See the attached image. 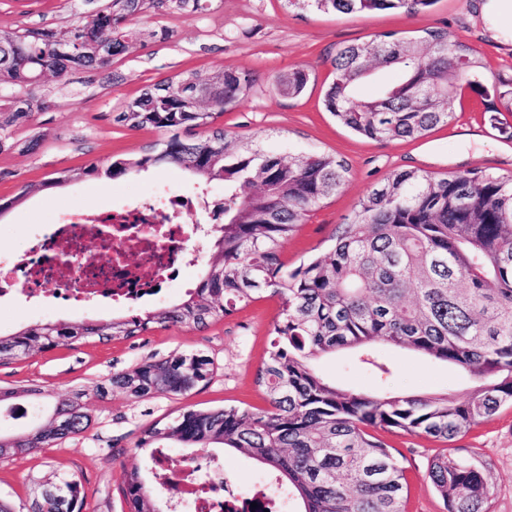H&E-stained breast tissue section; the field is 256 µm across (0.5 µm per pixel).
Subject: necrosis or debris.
<instances>
[{"instance_id": "1", "label": "necrosis or debris", "mask_w": 512, "mask_h": 512, "mask_svg": "<svg viewBox=\"0 0 512 512\" xmlns=\"http://www.w3.org/2000/svg\"><path fill=\"white\" fill-rule=\"evenodd\" d=\"M195 199H171L167 207L151 204L76 211L44 237L39 253L24 252L0 265V297L16 278H24L32 295L44 286L59 287L72 307L102 301L119 308L146 299L156 284L185 275L193 265L187 222ZM175 490L192 500L193 512H234L245 496L264 498L260 485L242 490L221 468L208 471L202 483L180 481Z\"/></svg>"}]
</instances>
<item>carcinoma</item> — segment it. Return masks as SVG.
<instances>
[{"instance_id": "1", "label": "carcinoma", "mask_w": 512, "mask_h": 512, "mask_svg": "<svg viewBox=\"0 0 512 512\" xmlns=\"http://www.w3.org/2000/svg\"><path fill=\"white\" fill-rule=\"evenodd\" d=\"M203 0H101L90 20L64 31L31 28L0 32V85L21 86L45 73L98 69L125 49L122 25L147 7L203 8ZM437 0H288L302 10L359 15L426 13ZM422 41L370 39L336 49L324 105L336 120L370 140H417L448 124L444 103L470 89L491 99L490 112H512V81L486 85L480 53L446 33ZM377 67L399 70V80L363 97L359 85ZM309 74L292 72L279 87L298 97ZM251 88L224 70L202 77L184 71L148 87L116 121L166 134L155 154L116 159L86 177L110 179L160 163L202 183L224 182V223L196 288L177 303L107 321L44 323L0 335V363L34 350L96 337L139 336L151 328L200 329L265 293L282 300L268 356L256 383L266 411L237 407L189 408L173 422L153 425L137 443L148 460L170 443L204 450L235 449L270 468L297 512H405L406 476L376 432L399 430L451 441L512 403V176L467 171L436 178L418 170L392 174L359 201L334 246L293 269L280 251L297 226L344 186L348 168L326 154L278 156L255 137L215 131L183 140L180 131L211 124ZM380 341L452 364L478 379L461 397L448 394H363L325 380L314 368L324 354L353 349L380 375L389 372L372 346ZM213 374L202 353H174L112 373L108 386L138 399L184 395ZM106 386V387H108ZM106 387L75 393L48 411L47 422L25 435L0 439V457L31 454L83 433L91 398ZM428 478L447 512H489L490 488L472 464L445 454L432 458ZM28 512H83L75 475L30 478ZM129 512L162 508L151 467L124 473Z\"/></svg>"}]
</instances>
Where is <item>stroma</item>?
I'll use <instances>...</instances> for the list:
<instances>
[{
  "label": "stroma",
  "instance_id": "obj_1",
  "mask_svg": "<svg viewBox=\"0 0 512 512\" xmlns=\"http://www.w3.org/2000/svg\"><path fill=\"white\" fill-rule=\"evenodd\" d=\"M91 10L85 0H0V31L63 30L87 19ZM127 28L151 31L155 37L130 41L104 69L77 68L61 78L45 75L21 88L0 87V94L11 100L39 105L30 118L14 122L8 139L0 142V197L13 202L0 216V258L22 250L70 211L118 201L156 202L195 191L196 182L168 164L113 180L81 175L93 164L154 153L164 132L134 130L115 117L147 86L186 70L208 75L230 69L249 73L254 80L248 96L217 116L214 127L259 137L266 149L283 155L324 153L347 163L348 178L341 191L312 211L285 242L281 258L291 268L326 252L359 200L394 172L420 170L439 178L476 169L512 174V139L492 127L485 101L473 93L449 101L454 117L448 125L412 141L358 137L337 123L323 104L330 59L338 47L387 35L418 42L429 29L479 51L489 78H512V45L494 39L476 0H437L429 12L416 16L326 14L289 7L286 0H205L203 9L193 13L145 10ZM296 70L311 77L305 92L298 97L279 92L276 77ZM64 174L69 181L62 187L23 191L26 185ZM280 310V298L266 295L201 330L170 326L126 339L94 337L1 363L0 388L17 393L12 408L0 410V435L5 437L44 421L27 394L34 386L62 400L78 390L93 391L113 372L174 352L204 353L214 362V374L185 396L136 399L118 390L110 392L94 403L93 421L82 434L28 455L0 458V499L15 512H27L30 477L58 471L79 477L86 512H127L120 486L126 470L144 466L147 452L137 442L152 423L169 421L187 407L266 408L256 373ZM118 314L105 304L82 310L60 301L41 304L31 299L28 284L21 279L11 297L0 301V333L37 322L97 321ZM375 350L389 367L380 377L350 351L322 356L316 367L327 379L364 393L387 389L460 395L475 384L456 366L428 356L383 343ZM381 438L406 471V512H445L427 476L430 460L440 453L477 465L491 487L490 512H512V404L446 443L403 433L385 432Z\"/></svg>",
  "mask_w": 512,
  "mask_h": 512
}]
</instances>
